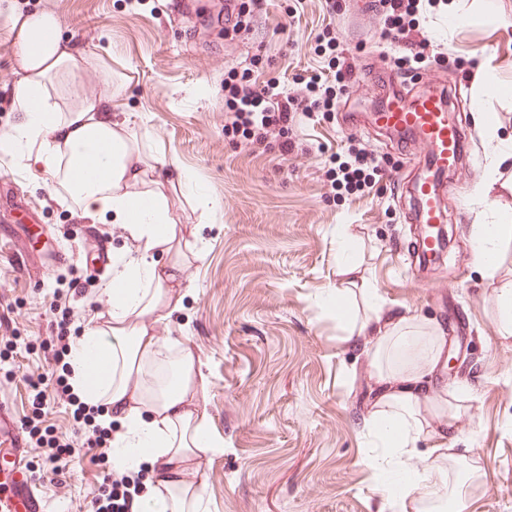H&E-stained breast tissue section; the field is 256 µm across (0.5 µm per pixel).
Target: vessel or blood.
I'll return each instance as SVG.
<instances>
[{"label": "vessel or blood", "mask_w": 512, "mask_h": 512, "mask_svg": "<svg viewBox=\"0 0 512 512\" xmlns=\"http://www.w3.org/2000/svg\"><path fill=\"white\" fill-rule=\"evenodd\" d=\"M452 100L446 94L431 90H414L397 86L386 92L376 123L396 134L401 151H408L409 137H418L428 148L422 161L412 163L414 176L402 181L409 197L408 221L419 225L418 238L412 248L417 260H436L447 248L437 231L446 223L442 207L447 190V175L467 155L475 135L470 126L449 119ZM8 440L15 458H22L24 441L11 411L0 406V439ZM0 485L7 492L0 496V512H45L31 479L9 471L0 476Z\"/></svg>", "instance_id": "b4317fda"}]
</instances>
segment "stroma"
Instances as JSON below:
<instances>
[{
  "mask_svg": "<svg viewBox=\"0 0 512 512\" xmlns=\"http://www.w3.org/2000/svg\"><path fill=\"white\" fill-rule=\"evenodd\" d=\"M50 9L65 39L89 52L111 51L112 68L129 83L114 111L137 139L163 147L191 174L192 190L165 184L171 210L201 259L186 269L181 310L158 325L169 345L188 346L206 387L205 409L224 451L203 461L210 512H391L366 462L367 420L378 388L369 332L351 333L319 301L347 280L383 299L379 324L398 319L433 327L465 368V408L453 419L451 456L479 477L454 512H512V338L497 331L496 290L512 277V239L501 246L496 278L476 265L472 235L497 215H512V93L485 89L488 77L512 90V0H426L414 71L390 66L404 44L383 39L380 12L357 20L351 0L330 12L325 0H236L242 24L215 26L199 44L170 0H21ZM333 27L336 65L382 62L389 82L439 78L461 89V115L476 138L449 176L457 193L444 200L452 218L446 259L422 267L409 252L415 227L396 180L406 160L373 120L382 91L369 83L338 91L346 111L296 114L291 153L225 134L224 77L292 91L326 63L320 36ZM445 63H435L437 54ZM493 114L494 133L483 120ZM365 146L382 176L366 193L332 189L326 172ZM496 181L475 194L489 167ZM0 268L13 270L15 343L0 341V403L18 420L35 408L27 375L43 364L52 333L53 291L79 279L71 336H81L111 277L87 267L96 234L113 253L130 248L106 218L85 215L55 194L46 174L0 155ZM357 244L355 269L343 273L339 240ZM76 259L44 270L46 246ZM90 455L73 459L64 484L44 482L54 512H80L102 483Z\"/></svg>",
  "mask_w": 512,
  "mask_h": 512,
  "instance_id": "1",
  "label": "stroma"
}]
</instances>
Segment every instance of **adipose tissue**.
Returning a JSON list of instances; mask_svg holds the SVG:
<instances>
[{
    "label": "adipose tissue",
    "instance_id": "1",
    "mask_svg": "<svg viewBox=\"0 0 512 512\" xmlns=\"http://www.w3.org/2000/svg\"><path fill=\"white\" fill-rule=\"evenodd\" d=\"M0 43L15 48L11 95L21 112L17 124L0 131V153L47 173L55 193L83 212L122 225L134 246L133 256L114 262L107 311L71 350L72 387L86 405L109 408L120 422L113 466L150 465L154 479L141 495L142 512H205L200 464L223 453L224 440L202 405L205 385L194 352L172 351L155 333L183 298L180 285L189 262L157 178L167 159L159 149L152 158L142 157L136 139L113 115L112 102L125 83L112 70L111 54L68 43L54 11L0 0ZM90 71L99 84L93 94L82 89ZM509 234L512 226L499 221L479 226L475 261L486 275L496 274L500 243ZM326 303L365 328L379 298L373 289L347 287L330 293ZM392 352L406 366L385 367L383 359ZM373 361L380 387L368 432L385 455L372 460V467L384 479L414 475L425 486L423 499L446 501L447 425L439 426L432 448L417 449L427 433V413L444 419L449 402L464 396L458 386L434 390L425 377L426 370L447 365L446 338L433 330L417 335L400 321L379 330Z\"/></svg>",
    "mask_w": 512,
    "mask_h": 512
}]
</instances>
